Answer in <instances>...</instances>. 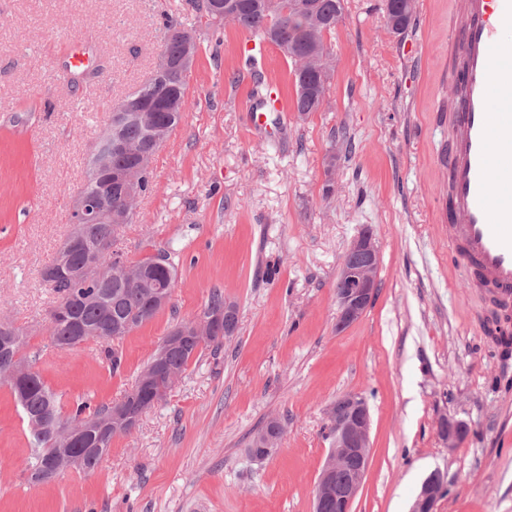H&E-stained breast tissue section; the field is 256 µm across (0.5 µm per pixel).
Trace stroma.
<instances>
[{
    "mask_svg": "<svg viewBox=\"0 0 512 512\" xmlns=\"http://www.w3.org/2000/svg\"><path fill=\"white\" fill-rule=\"evenodd\" d=\"M458 0H415L404 34L383 0H344L326 35L336 64L325 106L249 125L256 37L212 24L190 0H0V318L24 328L33 368L63 413L120 401L168 332L212 288L238 328L203 350L95 473L34 485L27 426L0 383V512H313L328 455L326 410L357 392L371 411L369 466L351 512H410L425 477L435 512H512V353L482 321L492 297L458 265L448 195V17ZM195 30L187 106L152 163L150 190L114 248L132 260L176 248L171 300L118 344L55 348L56 296L42 271L70 230V205L112 105L153 73L166 18ZM93 48L92 71L77 47ZM380 251L378 291L336 329V275L364 228ZM464 422L455 449L441 417ZM285 433L264 460L246 452L269 418ZM445 490V476L435 470L425 479L421 491L415 499L411 512H434L438 498Z\"/></svg>",
    "mask_w": 512,
    "mask_h": 512,
    "instance_id": "35a3bbf8",
    "label": "stroma"
}]
</instances>
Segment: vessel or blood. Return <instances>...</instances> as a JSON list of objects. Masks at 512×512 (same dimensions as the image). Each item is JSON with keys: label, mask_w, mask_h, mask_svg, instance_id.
Listing matches in <instances>:
<instances>
[{"label": "vessel or blood", "mask_w": 512, "mask_h": 512, "mask_svg": "<svg viewBox=\"0 0 512 512\" xmlns=\"http://www.w3.org/2000/svg\"><path fill=\"white\" fill-rule=\"evenodd\" d=\"M449 47L465 50L450 77L448 187L443 217L458 261L489 284L512 312V0H461Z\"/></svg>", "instance_id": "obj_1"}]
</instances>
